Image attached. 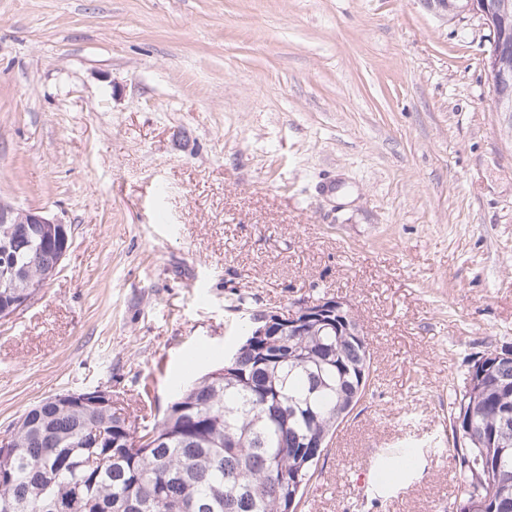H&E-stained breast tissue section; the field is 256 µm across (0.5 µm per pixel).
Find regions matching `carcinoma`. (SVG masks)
<instances>
[{
  "instance_id": "carcinoma-1",
  "label": "carcinoma",
  "mask_w": 512,
  "mask_h": 512,
  "mask_svg": "<svg viewBox=\"0 0 512 512\" xmlns=\"http://www.w3.org/2000/svg\"><path fill=\"white\" fill-rule=\"evenodd\" d=\"M497 36L487 80L512 79ZM45 253L16 254L31 272L0 287V315L41 292ZM367 336L311 325L258 352L239 345L179 389L160 420L137 428L115 408L61 392L29 406L0 447V512H295L329 439L363 397ZM235 376L224 378V367ZM455 398L456 512H512V359L486 360Z\"/></svg>"
}]
</instances>
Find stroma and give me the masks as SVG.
<instances>
[{
	"mask_svg": "<svg viewBox=\"0 0 512 512\" xmlns=\"http://www.w3.org/2000/svg\"><path fill=\"white\" fill-rule=\"evenodd\" d=\"M489 49L432 0H0V200L72 227L0 320V432L95 388L152 422L249 311L335 296L370 378L298 512H455L450 402L512 351ZM387 448L412 474L361 486Z\"/></svg>",
	"mask_w": 512,
	"mask_h": 512,
	"instance_id": "35a3bbf8",
	"label": "stroma"
}]
</instances>
